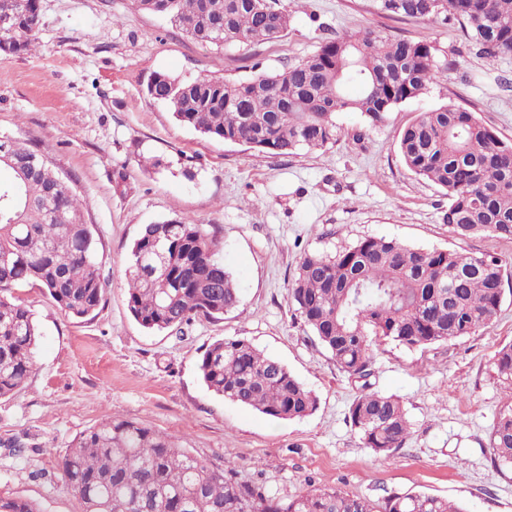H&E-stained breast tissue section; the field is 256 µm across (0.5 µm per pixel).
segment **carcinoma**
<instances>
[{"label":"carcinoma","instance_id":"cac0c4a2","mask_svg":"<svg viewBox=\"0 0 512 512\" xmlns=\"http://www.w3.org/2000/svg\"><path fill=\"white\" fill-rule=\"evenodd\" d=\"M205 45L252 47L282 37L290 18L279 0H134ZM378 12L457 20L490 62L512 55V0H375ZM40 0H0V53L36 44ZM448 59L428 42L341 34L274 73L230 81L186 80L157 73L148 95L175 120L209 138L271 155L327 145L338 112H360L371 124L447 79ZM359 93L346 92L349 85ZM409 171L446 191L444 222L459 238L512 239V142L453 103L420 113L399 142ZM0 397L19 390L35 367L39 330L12 290L32 283L66 316L97 313L104 285L96 229L86 223L71 181L37 147L0 136ZM506 269L491 255L424 249L366 237L333 252H308L288 296L336 368L369 386L377 341L408 349L448 343L492 325L504 297ZM240 303L239 288L217 249V230L172 218L144 225L131 249L127 304L148 331L180 333L195 316L219 320ZM512 389V344L494 361ZM199 371L224 400L276 419H300L317 397L280 361L239 338L218 339ZM348 418L380 456L401 448L410 421L402 402L378 392L352 401ZM494 458L512 466V407L490 433ZM84 512H467L422 493H392L380 503L333 488L273 499L238 477L232 464L214 469L167 435L109 417L81 433L58 460ZM0 512H41L32 501L0 496Z\"/></svg>","mask_w":512,"mask_h":512}]
</instances>
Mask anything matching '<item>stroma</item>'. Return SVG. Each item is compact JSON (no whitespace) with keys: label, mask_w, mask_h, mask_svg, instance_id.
<instances>
[{"label":"stroma","mask_w":512,"mask_h":512,"mask_svg":"<svg viewBox=\"0 0 512 512\" xmlns=\"http://www.w3.org/2000/svg\"><path fill=\"white\" fill-rule=\"evenodd\" d=\"M290 25L278 40L218 49L195 42L167 17L132 0H41L35 51L0 55V134L31 141L73 181L97 230L104 297L95 317L65 316L44 290L13 291L39 327L35 367L18 392L0 397V496L41 512H82L58 459L80 433L119 417L170 436L211 467L234 463L240 478L285 499L318 487L382 502L389 493L434 495L467 512H512V468L499 465L489 432L512 392L494 372L512 343V282L494 324L453 342L407 349L372 347V388L398 397L410 420L403 448L383 457L348 419L361 391L288 300L304 253L368 237L512 261V240L458 239L443 215V189L401 161L403 130L451 102L512 141V56L488 62L457 21L379 13L373 0H279ZM371 31L433 43L448 77L371 125L336 115V136L317 150L274 156L201 136L147 94L150 77L221 75L245 80L313 53L328 38ZM161 166H153V159ZM124 170L116 185L114 170ZM190 216L217 226L218 248L240 288L220 320L182 333L151 332L127 307L126 270L143 225ZM224 337L250 341L314 392L316 410L274 419L209 392L204 350ZM24 443L15 454L10 441Z\"/></svg>","instance_id":"35a3bbf8"}]
</instances>
